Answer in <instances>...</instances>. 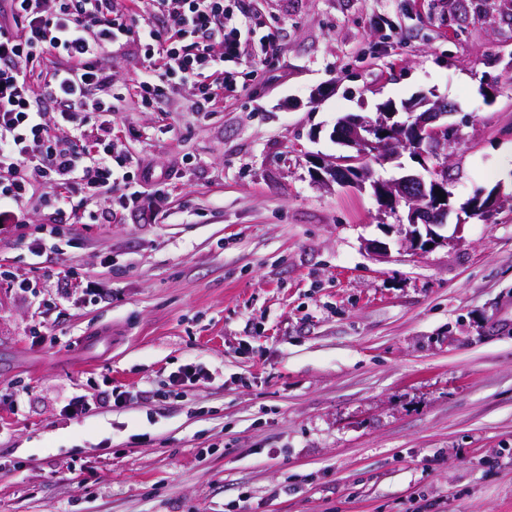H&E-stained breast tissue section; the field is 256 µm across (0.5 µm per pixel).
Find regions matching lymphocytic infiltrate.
Returning a JSON list of instances; mask_svg holds the SVG:
<instances>
[{
	"mask_svg": "<svg viewBox=\"0 0 512 512\" xmlns=\"http://www.w3.org/2000/svg\"><path fill=\"white\" fill-rule=\"evenodd\" d=\"M0 0V228L28 224L45 211V236L30 241L41 257L67 221L108 224L113 208L145 195L141 159L119 150L112 122L136 98L158 112L171 79L192 88L194 108L214 112L233 89L229 66L268 56L273 35L247 50L243 25L224 0ZM147 67L130 93L113 90L117 53ZM106 199L102 210L91 202Z\"/></svg>",
	"mask_w": 512,
	"mask_h": 512,
	"instance_id": "f902f5d3",
	"label": "lymphocytic infiltrate"
}]
</instances>
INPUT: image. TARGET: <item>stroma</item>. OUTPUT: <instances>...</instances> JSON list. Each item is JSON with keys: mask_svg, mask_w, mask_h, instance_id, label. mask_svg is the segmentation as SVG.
Masks as SVG:
<instances>
[{"mask_svg": "<svg viewBox=\"0 0 512 512\" xmlns=\"http://www.w3.org/2000/svg\"><path fill=\"white\" fill-rule=\"evenodd\" d=\"M457 2L252 0L276 50L223 108L115 117L160 207L38 261L41 211L0 233V512H512V208L411 252L404 211L314 177L339 118L424 97L453 204L512 176V21ZM192 362L213 381L170 388Z\"/></svg>", "mask_w": 512, "mask_h": 512, "instance_id": "stroma-1", "label": "stroma"}]
</instances>
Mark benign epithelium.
<instances>
[{
  "instance_id": "benign-epithelium-1",
  "label": "benign epithelium",
  "mask_w": 512,
  "mask_h": 512,
  "mask_svg": "<svg viewBox=\"0 0 512 512\" xmlns=\"http://www.w3.org/2000/svg\"><path fill=\"white\" fill-rule=\"evenodd\" d=\"M451 111L447 102L435 100L418 114L383 112L375 122L359 116L344 118L338 121L334 137L337 144L353 152L322 161L314 175L327 187L337 184L358 190L371 188L385 213L391 214L400 206L407 208L406 222L399 225L403 247L414 251L426 249L430 243L444 245L448 238L437 229L445 226L454 211L439 198L441 193L448 194V154L444 149L448 140L457 135V128L444 122ZM407 139L415 145L410 155L423 172L405 173L389 180L374 178L367 160L376 156L384 164L399 159L397 145ZM508 203L512 204V192H505L504 183L499 182L491 190L472 196L461 211L491 218Z\"/></svg>"
}]
</instances>
